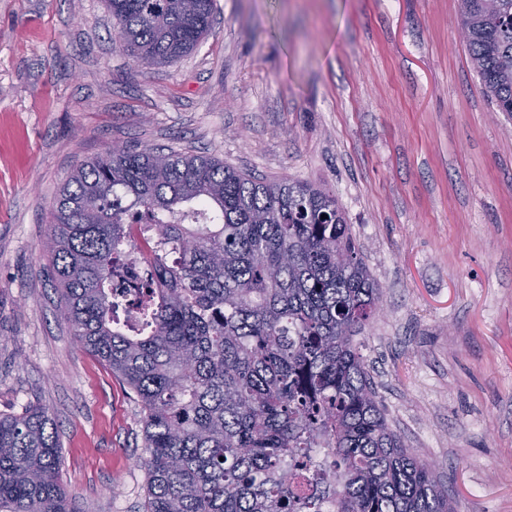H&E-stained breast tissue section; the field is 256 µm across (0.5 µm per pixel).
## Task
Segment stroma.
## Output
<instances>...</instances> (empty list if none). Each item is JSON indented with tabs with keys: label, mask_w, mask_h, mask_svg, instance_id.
<instances>
[{
	"label": "stroma",
	"mask_w": 512,
	"mask_h": 512,
	"mask_svg": "<svg viewBox=\"0 0 512 512\" xmlns=\"http://www.w3.org/2000/svg\"><path fill=\"white\" fill-rule=\"evenodd\" d=\"M458 0H214L189 55L120 49L105 0H0V413L58 424L77 512H142L139 407L58 315L41 243L76 162L211 155L337 196L383 308L359 351L457 512H512V118Z\"/></svg>",
	"instance_id": "obj_1"
}]
</instances>
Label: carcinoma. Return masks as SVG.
<instances>
[{
  "mask_svg": "<svg viewBox=\"0 0 512 512\" xmlns=\"http://www.w3.org/2000/svg\"><path fill=\"white\" fill-rule=\"evenodd\" d=\"M122 51L170 65L213 0H107ZM461 33L512 117V0H460ZM156 227L140 282L131 218ZM58 313L140 408L143 512H454L432 464L387 421L355 337L382 291L333 191L190 151L124 147L76 164L42 244ZM323 448L320 460L315 450ZM42 407L0 413V512H74Z\"/></svg>",
  "mask_w": 512,
  "mask_h": 512,
  "instance_id": "cac0c4a2",
  "label": "carcinoma"
}]
</instances>
